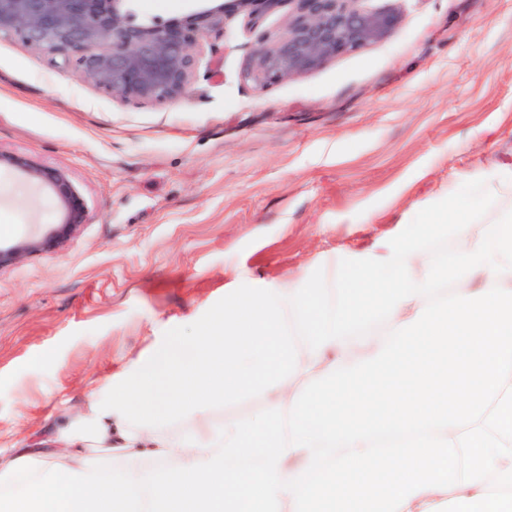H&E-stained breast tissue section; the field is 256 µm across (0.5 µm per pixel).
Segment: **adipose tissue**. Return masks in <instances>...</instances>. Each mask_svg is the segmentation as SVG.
Returning a JSON list of instances; mask_svg holds the SVG:
<instances>
[{"label": "adipose tissue", "instance_id": "adipose-tissue-1", "mask_svg": "<svg viewBox=\"0 0 512 512\" xmlns=\"http://www.w3.org/2000/svg\"><path fill=\"white\" fill-rule=\"evenodd\" d=\"M433 230L329 280L227 289L0 448V512H512V214L456 225L444 270ZM250 396L266 408L216 422Z\"/></svg>", "mask_w": 512, "mask_h": 512}]
</instances>
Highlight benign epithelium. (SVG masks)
<instances>
[{"mask_svg":"<svg viewBox=\"0 0 512 512\" xmlns=\"http://www.w3.org/2000/svg\"><path fill=\"white\" fill-rule=\"evenodd\" d=\"M131 0H0V36H15L50 53L55 62L75 64L82 77L122 101L163 103L185 96L198 51L208 37L224 35L230 14L252 24L282 0H202L205 6L165 24H134ZM285 31L254 44L241 76L259 88L321 68L336 55L382 41L397 28L393 10L373 11L363 0H293ZM0 170L22 177L31 190L48 192L62 212L55 227L30 232L0 246V269L25 254L61 247L86 223L87 207L66 172L22 154L0 152Z\"/></svg>","mask_w":512,"mask_h":512,"instance_id":"benign-epithelium-1","label":"benign epithelium"}]
</instances>
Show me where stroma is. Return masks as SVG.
<instances>
[{
  "instance_id": "obj_1",
  "label": "stroma",
  "mask_w": 512,
  "mask_h": 512,
  "mask_svg": "<svg viewBox=\"0 0 512 512\" xmlns=\"http://www.w3.org/2000/svg\"><path fill=\"white\" fill-rule=\"evenodd\" d=\"M387 39L264 89L241 71L280 35L228 16L188 94L122 102L15 37H0V151L65 170L86 223L63 247L0 270V448L31 445L155 337L192 335L228 288L331 275L400 229L487 224L512 196V0H366ZM0 174V243L58 208Z\"/></svg>"
}]
</instances>
